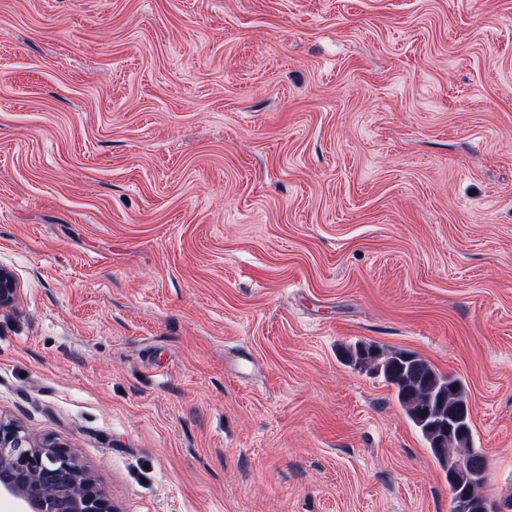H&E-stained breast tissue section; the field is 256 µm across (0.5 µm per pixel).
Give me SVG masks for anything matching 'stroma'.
Segmentation results:
<instances>
[{"label":"stroma","instance_id":"35a3bbf8","mask_svg":"<svg viewBox=\"0 0 512 512\" xmlns=\"http://www.w3.org/2000/svg\"><path fill=\"white\" fill-rule=\"evenodd\" d=\"M0 417L116 512H451L359 343L512 501V0H0ZM356 362L372 369H380L385 382L392 385L395 397L406 416L428 443L430 452L443 469L454 467L458 457H465L467 465L455 472L450 484L453 512H462L461 496L471 500H490L483 493L487 457L473 448V428L469 417L460 426L470 432L461 436L457 428L448 433V421L464 415L469 399L460 378L445 374L428 360L408 351H386L374 344L355 347Z\"/></svg>","mask_w":512,"mask_h":512}]
</instances>
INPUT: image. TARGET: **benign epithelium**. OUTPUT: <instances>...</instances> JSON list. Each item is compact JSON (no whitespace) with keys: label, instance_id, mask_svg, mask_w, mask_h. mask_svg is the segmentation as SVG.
Listing matches in <instances>:
<instances>
[{"label":"benign epithelium","instance_id":"1","mask_svg":"<svg viewBox=\"0 0 512 512\" xmlns=\"http://www.w3.org/2000/svg\"><path fill=\"white\" fill-rule=\"evenodd\" d=\"M12 272L0 268V308L17 298ZM0 494L25 512H112L106 493L52 440L40 444L11 421L0 419Z\"/></svg>","mask_w":512,"mask_h":512}]
</instances>
